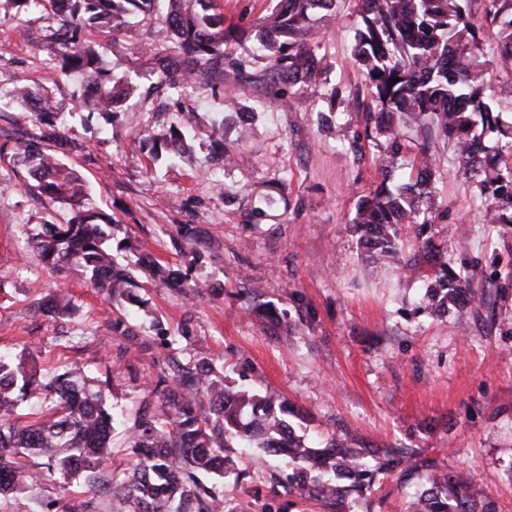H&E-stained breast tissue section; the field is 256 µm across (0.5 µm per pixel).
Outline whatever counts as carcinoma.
I'll return each instance as SVG.
<instances>
[{"mask_svg": "<svg viewBox=\"0 0 512 512\" xmlns=\"http://www.w3.org/2000/svg\"><path fill=\"white\" fill-rule=\"evenodd\" d=\"M158 0H3L6 11L24 12L41 6L61 18L50 49L61 58V70L80 72L90 86L83 96L88 112H110L114 104L134 93L129 84L101 90L102 69L96 45L85 41L88 27L120 28L128 18L150 12ZM215 0H168L164 21L188 64L190 74L224 77L226 47L247 33L224 29V13ZM361 25L354 34V56L368 80L371 102L364 104L365 121L376 124L387 147L379 164L382 180L359 201L351 220L358 244L370 264L392 263L404 269L416 265L403 257L401 233L406 224L424 228L435 206L439 163L430 150L407 178L390 189L385 180L397 172L396 158L404 130L436 129L443 133L458 164V173L475 181L484 198L483 223L488 230L512 226V123L489 102L484 49L478 32L498 29V57L512 66V0H359ZM336 8V0H279L274 12L255 26L257 50L276 57L277 79L290 86L317 81L318 68L309 42L314 16ZM288 56L283 57V49ZM397 79L395 84L390 80ZM16 98L26 105L34 98L39 134L20 143L16 155L33 182L26 190L52 204L68 203L73 216L65 224H47L33 238L39 262L51 270L75 269L90 284L130 304L140 302L131 273L115 265L108 245L112 218L86 206V184L73 168L59 162L65 141L56 105L48 91L22 84ZM494 144H484L485 137ZM191 134L182 129L152 139L183 150L191 148ZM424 255L436 260L440 271L425 288L420 310L435 315H470L475 299L476 273L448 271V259L436 253L432 238L422 240ZM138 264L165 288H189V279L148 254ZM44 312L64 318L73 311L69 294L57 290L43 305ZM110 378L92 377L85 367L71 363L61 372L43 373L32 356L0 353V496L28 491L42 477L35 457L49 460L47 470L67 482L89 486L100 479V467L110 461L112 431L117 415L107 404ZM152 393L137 413L131 448L134 469L112 477V497L128 505V512H224V501L198 478L236 470L234 448H262L299 464L290 489L324 499L344 512L349 498L361 495L381 476L393 474L400 456H368L353 447L348 436L332 439L322 448L304 445L270 401L235 391L214 377L208 361L199 362L191 376L161 372ZM427 462L421 488L407 512H498L495 503L472 491L462 470L440 476Z\"/></svg>", "mask_w": 512, "mask_h": 512, "instance_id": "cac0c4a2", "label": "carcinoma"}]
</instances>
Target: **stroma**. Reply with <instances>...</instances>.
<instances>
[{
    "label": "stroma",
    "instance_id": "obj_1",
    "mask_svg": "<svg viewBox=\"0 0 512 512\" xmlns=\"http://www.w3.org/2000/svg\"><path fill=\"white\" fill-rule=\"evenodd\" d=\"M224 22L251 31L276 0H218ZM357 0H338L316 17L312 49L319 81L301 88L275 82L251 43L232 45L224 79L172 93L157 86L158 59L184 65L161 14L137 15L101 37V66L112 80L137 86L111 115L84 111L83 78L65 74L47 36L58 20L48 9H0V99L17 82L47 88L61 134L77 144L64 160L87 181L93 204L111 214L112 255L132 270L143 307L109 299L71 270L39 265L30 237L62 224L68 204L42 205L19 185L29 177L14 161L29 112H0V348L33 352L42 371L71 362L109 375L110 403L133 414L169 357L184 367L209 361L233 389L274 392L304 418L308 435L344 434L376 453L428 460L435 473L467 472L472 490L512 512V234L486 236L477 185L457 173L444 137L430 141L440 164L431 235L452 267L477 268L474 315L466 322L417 311L436 268L416 275L366 265L350 224L361 197L381 183L386 147L366 132L355 98H367L353 36ZM190 128L197 137L181 157L153 159L145 131ZM197 234L195 292L157 287L137 267L149 254L171 269L187 266L173 241L183 226ZM65 288L75 308L53 319L40 306ZM126 316L128 335L113 336L107 317ZM284 459L244 449L237 473L205 477L226 512H331L288 490ZM419 477L391 475L349 502L347 512H405ZM88 500L112 504L109 478L95 489L62 478L0 502V512H57Z\"/></svg>",
    "mask_w": 512,
    "mask_h": 512
}]
</instances>
